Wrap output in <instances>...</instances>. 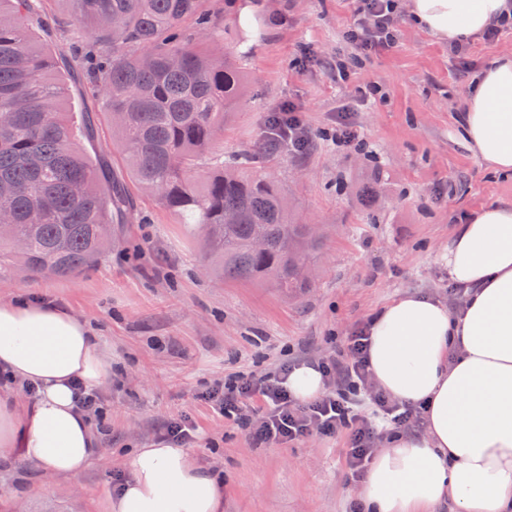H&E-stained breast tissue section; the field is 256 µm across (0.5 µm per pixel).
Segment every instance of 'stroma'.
I'll list each match as a JSON object with an SVG mask.
<instances>
[{
	"label": "stroma",
	"instance_id": "stroma-1",
	"mask_svg": "<svg viewBox=\"0 0 512 512\" xmlns=\"http://www.w3.org/2000/svg\"><path fill=\"white\" fill-rule=\"evenodd\" d=\"M407 4L397 0L395 46L370 54L344 81L327 63L352 51L353 0L224 4L212 50L246 76L224 122L225 154L262 144L268 112L288 103L317 136L307 155L279 152L265 162L296 218L322 230L310 287L212 278L199 226L175 223L148 199L132 221L113 225L111 250L72 277H27L0 260V300L44 298L86 319L112 367L102 389L111 441L70 482L20 459L0 463V512H101L126 477L123 456L183 415L198 428L188 447L194 462L224 481V512H350L359 485L347 474L345 434L258 444L199 393L231 375L342 350L355 327L399 296L448 300L455 225L485 205L512 204V174L489 169L459 130L470 75L447 43L409 20ZM306 44L320 62L302 68ZM344 105L376 159L319 139Z\"/></svg>",
	"mask_w": 512,
	"mask_h": 512
}]
</instances>
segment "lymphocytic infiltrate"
Here are the masks:
<instances>
[{
    "mask_svg": "<svg viewBox=\"0 0 512 512\" xmlns=\"http://www.w3.org/2000/svg\"><path fill=\"white\" fill-rule=\"evenodd\" d=\"M355 26L349 38L362 51L386 50L396 42L395 0H355ZM266 125L272 141L287 143L289 151L304 153L311 143L309 131L293 106L270 112ZM366 326L346 338L343 350L316 361L326 379L317 399L295 401L286 386L291 365L260 377H231L203 394L211 407L234 420L245 434L260 444H286L311 432L331 436L346 434L348 475L364 478L373 457L376 419L392 432L420 426L418 408L389 400L372 391L367 360Z\"/></svg>",
    "mask_w": 512,
    "mask_h": 512,
    "instance_id": "lymphocytic-infiltrate-1",
    "label": "lymphocytic infiltrate"
}]
</instances>
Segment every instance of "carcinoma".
<instances>
[{"mask_svg": "<svg viewBox=\"0 0 512 512\" xmlns=\"http://www.w3.org/2000/svg\"><path fill=\"white\" fill-rule=\"evenodd\" d=\"M48 18L61 39L52 52L30 27ZM223 27L222 0H0L1 257L71 277L112 245L100 225L123 223L146 194L176 223L200 226L212 275L309 286L321 237L255 166L263 147L232 157L220 149L244 79L210 53ZM60 61L101 102L128 180L88 160L80 141L99 128L88 113L71 121Z\"/></svg>", "mask_w": 512, "mask_h": 512, "instance_id": "carcinoma-1", "label": "carcinoma"}]
</instances>
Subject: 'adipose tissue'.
Instances as JSON below:
<instances>
[{"mask_svg": "<svg viewBox=\"0 0 512 512\" xmlns=\"http://www.w3.org/2000/svg\"><path fill=\"white\" fill-rule=\"evenodd\" d=\"M410 18L455 44L512 15V0H409ZM467 145L512 173V56L470 83L461 114ZM451 307L408 294L375 313V389L419 407L421 432L384 435L357 492L364 512H512V205L483 206L448 241ZM111 367L91 324L52 301H0V456L78 478L98 453L78 388L106 385ZM126 479L106 512H222L224 483L186 449L154 443L126 454Z\"/></svg>", "mask_w": 512, "mask_h": 512, "instance_id": "obj_1", "label": "adipose tissue"}]
</instances>
